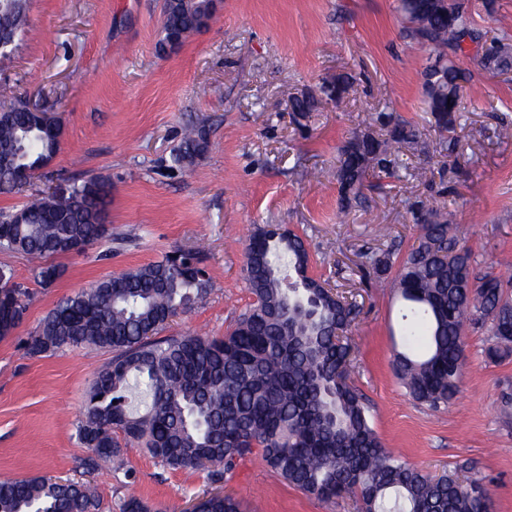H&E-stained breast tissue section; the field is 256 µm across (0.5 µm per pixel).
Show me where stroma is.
<instances>
[{"instance_id": "1", "label": "stroma", "mask_w": 512, "mask_h": 512, "mask_svg": "<svg viewBox=\"0 0 512 512\" xmlns=\"http://www.w3.org/2000/svg\"><path fill=\"white\" fill-rule=\"evenodd\" d=\"M472 26L512 40V0L486 13L469 0ZM164 0H29V22L0 84L53 113L63 128L46 178L17 194H0V210L37 198L45 186L103 177L111 185L108 233L85 253L60 259L61 276L44 286L27 257L0 252L31 291L22 324L0 338V479L80 478L89 453L77 420L95 371L110 355L72 349L38 356L26 341L56 302L95 281L159 260L175 250L198 252L210 293L179 314L166 335L221 336L252 304L244 248L258 229L278 225L305 242L309 272L361 311L349 337L350 382L367 399L385 448L420 470L479 482L491 512H512V420L501 412L512 396V356L493 362L489 328L465 332V366L448 407L414 400L395 377L401 301L392 276L376 280L372 254L420 231L409 206L424 201L448 220L480 272L512 277V80L483 69L473 51L456 61L463 117L448 152L428 130L423 71L427 53L406 38L397 0H219L207 27L160 52ZM354 77L336 103L320 99L307 127L294 125L288 99L318 92L341 74ZM425 128L400 152L397 176L370 177L365 206L338 209L333 176L337 150L371 129L379 111ZM204 125L206 153L179 168L171 155L186 126ZM132 477L107 468L92 479L119 512L136 496L183 512L220 489L261 512H356L351 497L319 500L280 481L258 454L239 462L233 478L211 484L205 472L171 470L131 447Z\"/></svg>"}]
</instances>
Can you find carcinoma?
Segmentation results:
<instances>
[{
  "label": "carcinoma",
  "mask_w": 512,
  "mask_h": 512,
  "mask_svg": "<svg viewBox=\"0 0 512 512\" xmlns=\"http://www.w3.org/2000/svg\"><path fill=\"white\" fill-rule=\"evenodd\" d=\"M405 35L430 51L424 70L431 128L452 133L461 120L456 95L466 81L453 59L465 39L484 41V69L512 72L506 36L475 31L464 0H398ZM28 0H0V38L27 23ZM161 49L206 27L210 0H164ZM318 100L291 96L288 109L299 124ZM379 131L353 135L336 158L339 208L362 202L370 174L394 175L399 151L422 131L394 113L374 119ZM59 121L33 113L18 95L0 103V193L22 191L42 160L60 149ZM208 133L190 128L172 163L188 167L206 151ZM110 184L101 177L72 183L68 193L44 192L22 207L27 223L0 212V251L38 262L42 285L60 275L54 260L69 255L63 241L74 234L92 246L106 233ZM420 227L417 244L402 258L394 282L403 301L405 351L393 369L413 399L438 408L455 396L464 364L469 324L490 323L494 343L486 356L512 354V300L497 275L479 274L471 252L456 243L436 211L411 205ZM381 276L392 252L369 257ZM301 237L282 227L258 230L245 247V279L254 295L236 327L222 337L162 336L179 312L202 302L209 280L193 254L173 252L152 263L102 278L61 299L29 336L28 353L70 348L109 352L95 373L77 424L91 454L88 473L104 466L129 474L124 446L145 449L170 469L207 472L208 480L233 477L245 456L259 450L265 465L289 485L323 501L345 495L360 512H489L487 493L477 494L454 474L433 477L384 448L371 425L369 406L348 381L352 345L345 333L358 303L315 287ZM30 291L19 283L3 289L0 323L14 330L23 321ZM200 512H240L230 495L210 494ZM122 512H159L130 496ZM0 512H105L89 482L50 477L0 480Z\"/></svg>",
  "instance_id": "1"
}]
</instances>
